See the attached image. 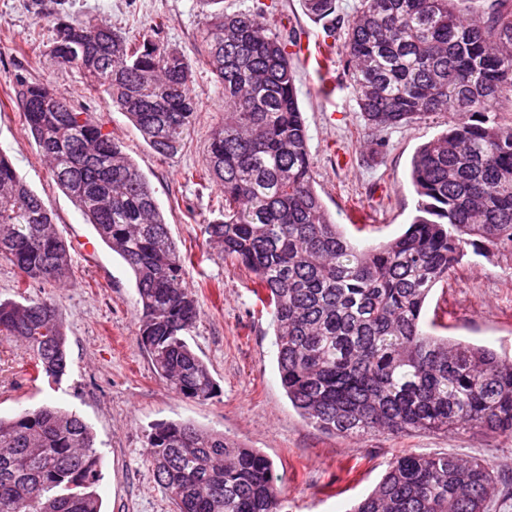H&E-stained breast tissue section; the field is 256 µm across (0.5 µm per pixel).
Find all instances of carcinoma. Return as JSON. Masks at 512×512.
Returning a JSON list of instances; mask_svg holds the SVG:
<instances>
[{
	"instance_id": "1",
	"label": "carcinoma",
	"mask_w": 512,
	"mask_h": 512,
	"mask_svg": "<svg viewBox=\"0 0 512 512\" xmlns=\"http://www.w3.org/2000/svg\"><path fill=\"white\" fill-rule=\"evenodd\" d=\"M205 15L189 59L159 41L137 42L69 0H29L54 37L46 53L77 70L87 90L125 113L155 154H178L198 111L195 70L224 88V121L210 137L205 179L222 186L209 241L251 274L273 315L281 384L318 430L485 429L512 434V360L426 331V300L471 255L512 260V0H359L343 18L336 0H302L338 37L346 78L369 138L436 112L444 131L411 161L415 214L399 236L353 244L315 183L288 40L254 12ZM24 123L48 171L97 236L127 264L141 304L139 345L175 392L198 400L216 382L185 335L200 315L185 286L192 255L178 250L146 175L92 113L44 79L14 77ZM510 114H505V111ZM0 259L17 288L70 277L52 212L0 153ZM0 338L22 342L34 377L58 381L67 336L47 297L0 301ZM154 477L177 512H280L272 461L224 434L162 422L147 436ZM95 437L78 415L50 406L0 418V512H101ZM495 476L448 454L402 453L349 512H485Z\"/></svg>"
}]
</instances>
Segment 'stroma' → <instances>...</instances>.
Returning a JSON list of instances; mask_svg holds the SVG:
<instances>
[{
  "mask_svg": "<svg viewBox=\"0 0 512 512\" xmlns=\"http://www.w3.org/2000/svg\"><path fill=\"white\" fill-rule=\"evenodd\" d=\"M27 3L0 0V152L52 211L68 247L71 284L35 282L26 294L56 303L66 328L69 370L57 384L30 379L24 346L0 341V416L44 405L79 414L100 453L95 492L104 512H175L146 448L147 434L165 421L221 431L265 454L281 478L283 512H349L375 488L391 459L405 452L487 463L496 485L486 512H512V435L460 430L340 437L318 431L295 411L280 383L272 315L257 305L248 271L225 259L204 233L205 224L219 215L224 193L185 177L187 169L204 167L208 139L224 119L223 88L210 73L196 72L192 90L200 110L191 134L174 158H160L122 112L87 91L76 71L45 55L53 31ZM73 3L76 14L97 15L130 37L164 41L189 57L201 43L200 0ZM224 10L259 11L277 33L293 30L305 41L324 39L302 0H224ZM327 42V70L303 59L294 64L316 188L348 237L366 245L383 243L409 223L415 206L408 180L412 156L445 129L448 115L440 112L384 131L386 147L377 150L362 136L363 120L343 74L342 43ZM18 73L53 81L74 106L93 113L147 176L177 248L192 251L186 281L200 318L187 341L216 382L210 399L176 393L140 349L135 278L50 179L15 97ZM426 317L435 321V335L512 357V260L472 257L434 288Z\"/></svg>",
  "mask_w": 512,
  "mask_h": 512,
  "instance_id": "stroma-1",
  "label": "stroma"
}]
</instances>
